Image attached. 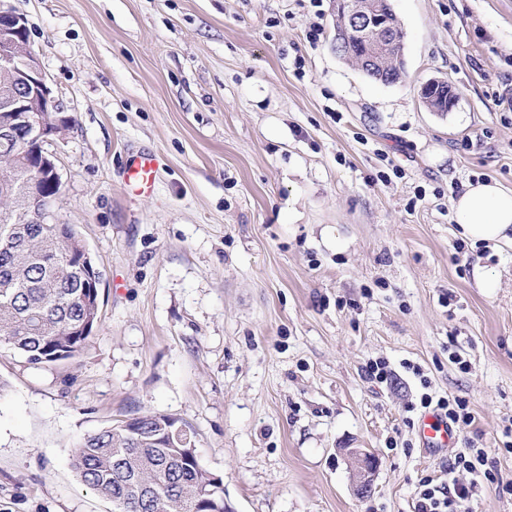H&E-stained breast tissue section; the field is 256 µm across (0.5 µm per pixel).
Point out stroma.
I'll use <instances>...</instances> for the list:
<instances>
[{"mask_svg":"<svg viewBox=\"0 0 512 512\" xmlns=\"http://www.w3.org/2000/svg\"><path fill=\"white\" fill-rule=\"evenodd\" d=\"M9 3L69 120L50 221L101 282L79 355L0 350V512H112L74 446L148 412L236 512H414L473 446L495 480L458 471L468 512H512V247L457 250L451 208L470 181L512 190V0H390L391 85L336 54L334 0ZM434 79L449 111L420 95ZM144 149L155 189L133 198ZM426 389L474 416L454 448L420 445ZM346 448L378 459L367 497ZM443 81L430 80L422 86L421 91L423 94L427 93L428 89L433 88ZM426 105L435 112H446L454 106L456 95L451 86L439 85L435 90L430 91L422 98ZM158 164L154 152L141 153L125 170L123 183L127 192L136 196L150 193L155 186Z\"/></svg>","mask_w":512,"mask_h":512,"instance_id":"stroma-1","label":"stroma"}]
</instances>
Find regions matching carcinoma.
Masks as SVG:
<instances>
[{
	"label": "carcinoma",
	"instance_id": "carcinoma-1",
	"mask_svg": "<svg viewBox=\"0 0 512 512\" xmlns=\"http://www.w3.org/2000/svg\"><path fill=\"white\" fill-rule=\"evenodd\" d=\"M384 85L400 82L405 71L390 57L362 68ZM456 95L439 85L424 95L435 112H447ZM23 136L0 134V167L12 184L0 194V347L34 364L70 359L89 337L78 333L99 320V294L86 288L93 260L69 224H25L16 220L17 193L32 172L23 163ZM178 420L146 413L118 420L77 443L71 467L78 478L114 504L116 512H224V480L205 468L190 445L167 444Z\"/></svg>",
	"mask_w": 512,
	"mask_h": 512
}]
</instances>
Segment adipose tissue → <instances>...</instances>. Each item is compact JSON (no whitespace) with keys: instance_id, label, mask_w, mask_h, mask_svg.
Segmentation results:
<instances>
[{"instance_id":"1","label":"adipose tissue","mask_w":512,"mask_h":512,"mask_svg":"<svg viewBox=\"0 0 512 512\" xmlns=\"http://www.w3.org/2000/svg\"><path fill=\"white\" fill-rule=\"evenodd\" d=\"M452 209L464 239L474 244L512 245V191L494 181L470 183Z\"/></svg>"}]
</instances>
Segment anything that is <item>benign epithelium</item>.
Segmentation results:
<instances>
[{"mask_svg":"<svg viewBox=\"0 0 512 512\" xmlns=\"http://www.w3.org/2000/svg\"><path fill=\"white\" fill-rule=\"evenodd\" d=\"M336 14L341 19L337 37L372 35L380 47L397 52V61H403L404 33L390 24V10L377 0H364L362 6L358 0H336ZM26 27V18L0 0V71L12 78L11 87L0 93V112L11 114L9 121L0 126V132L9 135L19 127L24 128L28 168L50 172L55 184L58 182L56 158L44 152L43 146L59 134V121L54 115L60 108L37 58L19 47L17 39ZM53 200L54 197L47 195L43 179L33 177L26 182L22 212L42 224ZM344 455L352 474L354 493L360 498L368 496L377 470L376 457L363 448H346Z\"/></svg>","mask_w":512,"mask_h":512,"instance_id":"benign-epithelium-1","label":"benign epithelium"}]
</instances>
